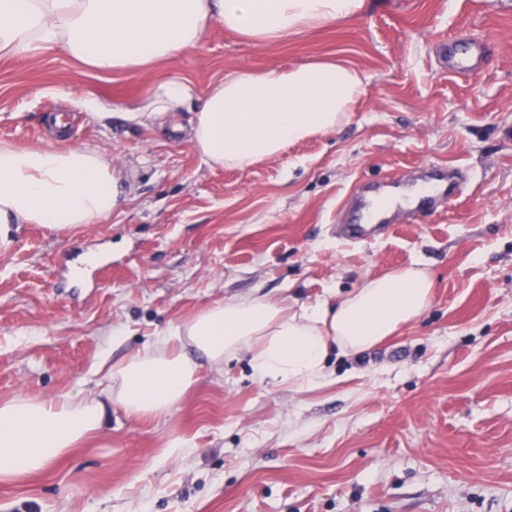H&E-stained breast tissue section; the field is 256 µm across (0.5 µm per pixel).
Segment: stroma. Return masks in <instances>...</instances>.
Wrapping results in <instances>:
<instances>
[{
	"label": "stroma",
	"mask_w": 512,
	"mask_h": 512,
	"mask_svg": "<svg viewBox=\"0 0 512 512\" xmlns=\"http://www.w3.org/2000/svg\"><path fill=\"white\" fill-rule=\"evenodd\" d=\"M493 39L458 79L437 48ZM334 58L363 77L336 131L243 168L211 167L190 117L228 73ZM172 79L192 95L148 122ZM64 115L57 129L49 116ZM0 141L107 152L127 201L102 223L17 224L0 252V401L100 395L103 362L153 350L227 299L309 307L412 263L432 301L397 336L330 353L331 382L211 367L177 409H109L107 434L17 483L0 512H512V0H366L347 21L274 42L211 27L146 71L100 74L61 53L0 59ZM462 168L455 201L397 207L343 238L368 195Z\"/></svg>",
	"instance_id": "stroma-1"
}]
</instances>
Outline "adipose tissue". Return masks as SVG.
I'll use <instances>...</instances> for the list:
<instances>
[{"label":"adipose tissue","instance_id":"adipose-tissue-1","mask_svg":"<svg viewBox=\"0 0 512 512\" xmlns=\"http://www.w3.org/2000/svg\"><path fill=\"white\" fill-rule=\"evenodd\" d=\"M365 0H0V59L57 49L108 73L145 69L196 47L215 24L272 41L360 13ZM363 90L336 60L226 74L191 120V144L210 166L245 167L326 134ZM128 195L104 152L0 143V249L16 224L66 230L108 219ZM432 299L414 263L366 279L347 295L298 312L263 298L214 304L164 333L159 347L110 365L117 400L149 419L175 409L197 380L190 344L213 367L241 352L264 378L311 388L330 350L359 354L416 321ZM107 410L72 390L50 400L0 402V482L42 472L70 448L103 436Z\"/></svg>","mask_w":512,"mask_h":512}]
</instances>
